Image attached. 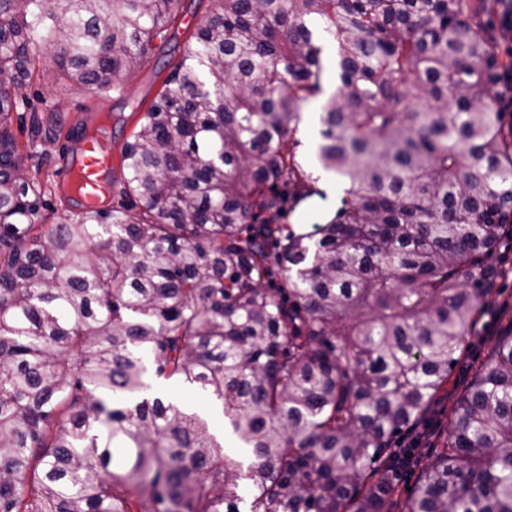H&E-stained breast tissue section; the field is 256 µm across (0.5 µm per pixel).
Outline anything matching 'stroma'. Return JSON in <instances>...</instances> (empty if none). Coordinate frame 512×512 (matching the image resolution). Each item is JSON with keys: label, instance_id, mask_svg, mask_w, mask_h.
I'll use <instances>...</instances> for the list:
<instances>
[{"label": "stroma", "instance_id": "obj_1", "mask_svg": "<svg viewBox=\"0 0 512 512\" xmlns=\"http://www.w3.org/2000/svg\"><path fill=\"white\" fill-rule=\"evenodd\" d=\"M195 25V17L183 18L176 29L170 30L164 39L156 41L152 54L135 73L125 79L121 88L107 94L80 90L57 92L49 74L51 56L48 52H41L36 74L20 90L26 112L38 113L43 122L39 142L44 154L28 161L29 175L41 182L60 183L69 155L67 133L82 124L93 123L102 114L110 117L113 150L121 151L144 112L158 98L164 79L178 63ZM323 46L325 65L321 77L322 91L304 105L293 148L297 161L311 174V184L315 187L319 186L321 180L332 181L336 178L335 173L322 168L318 159L320 116L327 100L339 86L332 65L334 44L327 39ZM494 261L500 270V278L494 287L493 311L486 313L467 336L466 351L450 373L447 396L438 401L421 426L395 438L394 448H416L424 455L434 451L447 432L455 398L472 385L498 337L512 328V244L506 242L500 245ZM146 384L149 391L165 394L188 410L209 419L217 439H229L230 426L221 405L177 383L162 384L150 376Z\"/></svg>", "mask_w": 512, "mask_h": 512}]
</instances>
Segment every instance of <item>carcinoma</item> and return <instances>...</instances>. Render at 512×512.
Listing matches in <instances>:
<instances>
[{
  "label": "carcinoma",
  "instance_id": "cac0c4a2",
  "mask_svg": "<svg viewBox=\"0 0 512 512\" xmlns=\"http://www.w3.org/2000/svg\"><path fill=\"white\" fill-rule=\"evenodd\" d=\"M184 0H0V512H392L391 442L447 391L512 239L503 63L463 0H209L121 150L130 205L39 224L36 53L118 89ZM336 40L316 232L291 138ZM222 402L240 443L147 372ZM408 512H512V335L453 406Z\"/></svg>",
  "mask_w": 512,
  "mask_h": 512
}]
</instances>
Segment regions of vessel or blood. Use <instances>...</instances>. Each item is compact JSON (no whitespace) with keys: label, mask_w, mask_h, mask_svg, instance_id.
Instances as JSON below:
<instances>
[{"label":"vessel or blood","mask_w":512,"mask_h":512,"mask_svg":"<svg viewBox=\"0 0 512 512\" xmlns=\"http://www.w3.org/2000/svg\"><path fill=\"white\" fill-rule=\"evenodd\" d=\"M78 154L77 165L65 171L63 179L81 184L83 192L79 200L82 205L98 204L114 166L112 146L102 136L89 137L80 143Z\"/></svg>","instance_id":"b4317fda"}]
</instances>
